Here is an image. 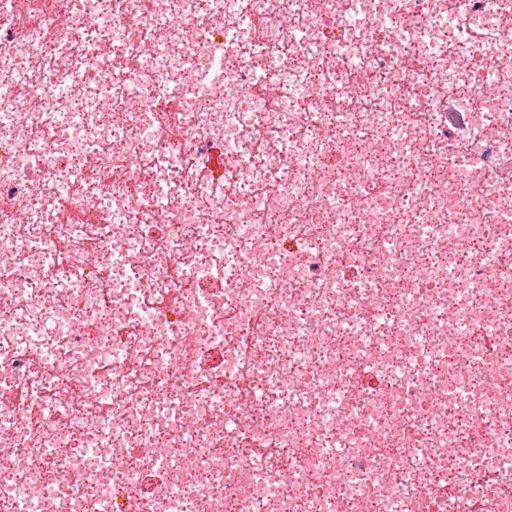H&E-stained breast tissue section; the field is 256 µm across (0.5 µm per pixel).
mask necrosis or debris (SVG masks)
I'll return each mask as SVG.
<instances>
[{
	"label": "necrosis or debris",
	"instance_id": "1",
	"mask_svg": "<svg viewBox=\"0 0 512 512\" xmlns=\"http://www.w3.org/2000/svg\"><path fill=\"white\" fill-rule=\"evenodd\" d=\"M509 17L0 0V512H512Z\"/></svg>",
	"mask_w": 512,
	"mask_h": 512
}]
</instances>
